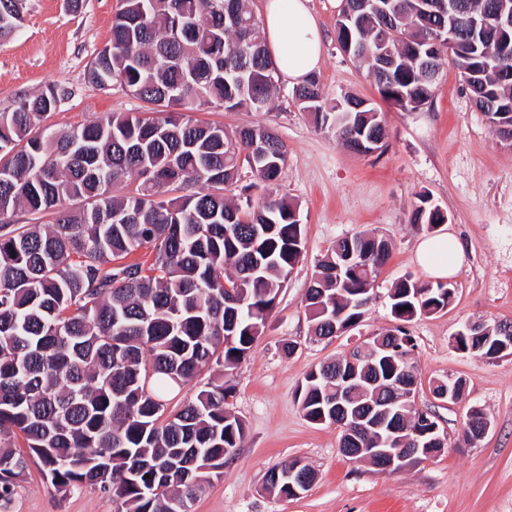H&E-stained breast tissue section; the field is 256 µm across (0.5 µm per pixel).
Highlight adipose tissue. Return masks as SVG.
Masks as SVG:
<instances>
[{
    "mask_svg": "<svg viewBox=\"0 0 512 512\" xmlns=\"http://www.w3.org/2000/svg\"><path fill=\"white\" fill-rule=\"evenodd\" d=\"M309 0H267L263 31L279 74L288 82L305 81L320 61L322 35ZM462 248L453 234L419 242L418 264L437 280L448 279L461 261Z\"/></svg>",
    "mask_w": 512,
    "mask_h": 512,
    "instance_id": "adipose-tissue-1",
    "label": "adipose tissue"
}]
</instances>
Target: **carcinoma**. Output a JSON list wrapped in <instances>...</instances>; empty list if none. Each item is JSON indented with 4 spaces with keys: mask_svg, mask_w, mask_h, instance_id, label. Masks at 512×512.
<instances>
[{
    "mask_svg": "<svg viewBox=\"0 0 512 512\" xmlns=\"http://www.w3.org/2000/svg\"><path fill=\"white\" fill-rule=\"evenodd\" d=\"M357 0H341L336 41L374 70L378 92L407 111L431 101L436 82L417 55L440 70L453 66L498 138L512 128V33L477 32L464 54L429 0H402L386 41L379 11L345 19ZM26 0H0V41L22 21ZM278 70L247 0H119L109 41L86 70L107 90L117 80L146 103L143 112H104L55 129L47 120L72 92L48 84L0 112V512H13L30 464L66 496L93 486L121 501L123 512H186L202 477L223 474L241 447L242 419L227 411L234 369L264 333L276 300L305 251L301 204L279 183L287 148L266 126L228 131L202 122L209 108L268 112ZM315 125L363 153L386 133L377 110L348 93L323 97L312 75L293 92ZM264 160L251 164L254 140ZM248 170L263 182L253 201L232 193ZM31 223L14 220L17 213ZM447 216L426 195L413 223ZM365 251L369 269L336 272V251L316 266L304 303L310 332L334 335L331 315L361 319L350 307L374 294L390 242L366 231L335 247ZM230 285L235 295L225 292ZM391 311L402 324L413 310L448 305V286L400 280ZM212 377L195 399L166 412L164 396L204 369ZM336 366L310 370L301 408L314 422L328 412ZM412 361L363 360L366 385L351 404L384 398L396 379L417 384Z\"/></svg>",
    "mask_w": 512,
    "mask_h": 512,
    "instance_id": "cac0c4a2",
    "label": "carcinoma"
}]
</instances>
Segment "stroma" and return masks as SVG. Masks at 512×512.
Returning <instances> with one entry per match:
<instances>
[{
	"label": "stroma",
	"instance_id": "1",
	"mask_svg": "<svg viewBox=\"0 0 512 512\" xmlns=\"http://www.w3.org/2000/svg\"><path fill=\"white\" fill-rule=\"evenodd\" d=\"M117 3L85 0L74 14L65 0H27L19 28L0 42V112L49 83L72 92L50 119L59 129L102 112L141 110V101L120 84L104 91L85 79L87 64L110 38ZM309 7L323 34L316 71L323 93L369 100L384 117L387 147L380 154L350 152L332 129L315 127L298 111L284 80L269 112H200L201 120L230 130L268 126L284 141L288 158L281 185L301 203L306 251L264 334L228 376V408L245 423L246 436L223 475L204 484L191 512H512V357L489 363L454 345L465 322L512 321V146L500 141L474 107L455 69L442 72L431 102L421 110L406 111L384 100L373 75L353 64L336 43L340 0H309ZM421 193L448 215L447 223L430 232L411 222ZM357 231L381 234L392 244L376 298L353 329L317 339L305 315L307 287L336 240ZM445 232L454 233L464 249L451 279L455 298L446 310L413 319L408 329L417 343V404L434 413L448 446L435 460L397 473L350 462L339 451L340 429L305 418L298 389L312 367L394 327L393 284L406 277L425 280L416 247L429 234ZM450 375L463 378L466 390L462 400L448 404L433 397L430 384ZM473 407L491 421L474 445L462 432ZM296 459L316 473L306 495L284 499L263 491L269 469ZM14 506L15 512L119 508L90 486L59 494L34 465L17 489Z\"/></svg>",
	"mask_w": 512,
	"mask_h": 512
}]
</instances>
